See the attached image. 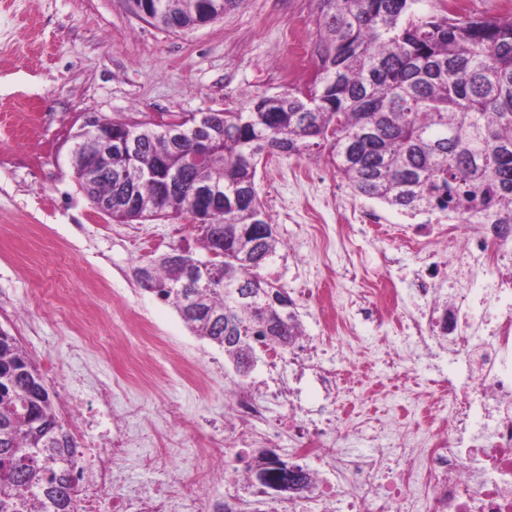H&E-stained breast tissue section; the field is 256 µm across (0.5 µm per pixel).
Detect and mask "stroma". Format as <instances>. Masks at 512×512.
Returning a JSON list of instances; mask_svg holds the SVG:
<instances>
[{"instance_id": "1", "label": "stroma", "mask_w": 512, "mask_h": 512, "mask_svg": "<svg viewBox=\"0 0 512 512\" xmlns=\"http://www.w3.org/2000/svg\"><path fill=\"white\" fill-rule=\"evenodd\" d=\"M313 0H240L224 17L187 32L163 30L133 14L127 0H0V329L15 336L45 372L54 403L78 381L72 411L59 417L72 436L112 389L110 412L138 435L144 450L179 445L196 454L204 438L228 435V395L241 384L260 397L286 385L293 405L314 413L324 392L313 370L271 366L267 351L240 376L217 345L194 336L169 303L140 289L137 266L170 248L194 243L190 215L119 223L96 209L73 174L69 150L84 116L136 118L208 111H247L251 100L308 84L301 62L316 40ZM256 184L282 243L268 272L289 296L307 289L352 308L365 287L394 278L411 294L415 271L448 286V251L420 257L402 240L411 221L386 205L353 195L325 160L264 158ZM375 214L364 226L350 212ZM28 310L35 328L16 316ZM97 337L99 347L88 344ZM383 336L351 317L338 347L321 365L348 378L362 404L414 402L435 371L400 383L397 368L361 364L356 353ZM176 407L184 427L168 417ZM288 405L270 401L258 433H274L246 455L287 458L295 434L276 431Z\"/></svg>"}]
</instances>
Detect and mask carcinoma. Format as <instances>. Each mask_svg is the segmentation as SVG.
Masks as SVG:
<instances>
[{
	"mask_svg": "<svg viewBox=\"0 0 512 512\" xmlns=\"http://www.w3.org/2000/svg\"><path fill=\"white\" fill-rule=\"evenodd\" d=\"M201 0H130L152 23L192 30ZM315 75L305 89L258 95L246 112H198L169 123L109 120L135 145L89 136L72 168L99 169L80 188L109 216L129 223L190 214L224 242L223 276L190 284L191 262L206 255L172 248L139 266L142 290L172 304L194 335L235 366L256 346L288 348L297 315L266 299L277 286L264 271L278 240L255 185L266 155H322L354 195L405 215L450 224L512 225V16L460 13L444 5L419 14V0H314ZM215 139L214 156L191 161L196 139ZM207 191L221 204L198 198ZM81 474L76 445L43 376L14 336L0 331V512H71L67 486ZM266 485L288 489L296 474L275 454L248 467Z\"/></svg>",
	"mask_w": 512,
	"mask_h": 512,
	"instance_id": "carcinoma-1",
	"label": "carcinoma"
}]
</instances>
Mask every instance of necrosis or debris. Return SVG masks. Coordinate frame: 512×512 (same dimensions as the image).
<instances>
[{"label": "necrosis or debris", "instance_id": "obj_1", "mask_svg": "<svg viewBox=\"0 0 512 512\" xmlns=\"http://www.w3.org/2000/svg\"><path fill=\"white\" fill-rule=\"evenodd\" d=\"M448 246L456 258L448 273V302L437 301L432 276L414 283L415 312L399 314V292L375 288L360 315L383 326L397 323L404 336L396 354L408 357L440 346L470 385L438 384L435 402L443 416L427 415L413 434L395 433L385 453L359 456L345 449L359 435L342 407L321 408L318 426L301 430L297 411L287 425L298 431L294 456L306 462L299 489L270 496L260 482L238 477L232 461L254 438L268 407L252 389L234 390L229 403L233 447L211 439L199 454L207 465L191 476L173 472L177 448L132 455L129 434L100 431L79 449L84 471L71 488L73 512H243L248 498L270 500V512H512V228L503 224L425 223L414 227L409 247ZM135 467L157 474L153 483L128 484ZM224 491L201 493L210 478Z\"/></svg>", "mask_w": 512, "mask_h": 512}]
</instances>
